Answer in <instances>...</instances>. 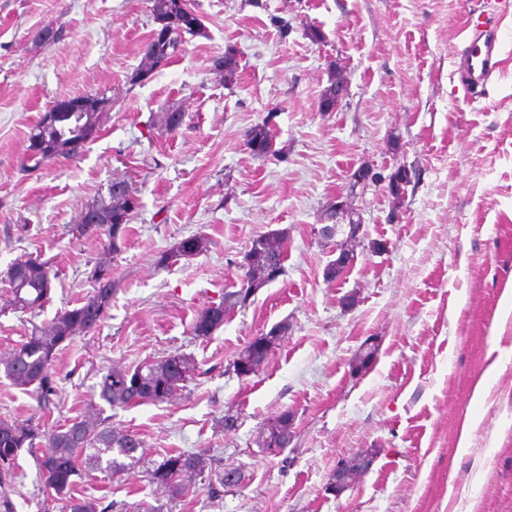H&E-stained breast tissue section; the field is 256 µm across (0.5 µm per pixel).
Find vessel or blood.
<instances>
[{"label":"vessel or blood","mask_w":512,"mask_h":512,"mask_svg":"<svg viewBox=\"0 0 512 512\" xmlns=\"http://www.w3.org/2000/svg\"><path fill=\"white\" fill-rule=\"evenodd\" d=\"M499 22L489 17L469 26L466 44L452 72L462 87L465 99L480 95L486 86L504 69Z\"/></svg>","instance_id":"obj_1"}]
</instances>
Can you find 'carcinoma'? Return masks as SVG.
I'll return each instance as SVG.
<instances>
[{
    "instance_id": "cac0c4a2",
    "label": "carcinoma",
    "mask_w": 512,
    "mask_h": 512,
    "mask_svg": "<svg viewBox=\"0 0 512 512\" xmlns=\"http://www.w3.org/2000/svg\"><path fill=\"white\" fill-rule=\"evenodd\" d=\"M154 20L165 23L174 33L169 42L148 40L134 79L142 81L159 66L169 64L182 45V33L206 36L204 23L188 26V9L194 7L189 0H149ZM83 100L91 111L79 112L72 124L81 125L86 134L70 129H54L39 118L31 131L46 136L53 143L58 157L79 155L100 131L104 109L109 97L103 93L85 95ZM184 122V113L177 109L163 112L155 120L162 130L173 132ZM246 145L259 159L276 154L273 150L272 125L269 120L253 126L248 132ZM101 213V223L85 224L77 216L70 225V233L77 239L93 238L103 233L108 246L96 258L90 272L92 291L79 299L77 306L58 312L40 326H35L19 347L0 357V368L11 385L35 396L40 410L46 412L59 394L58 380L53 363L58 354L75 339L99 326L112 307L115 282L112 281V258L120 253L127 241L132 214L139 207V198L131 185L115 181L108 189V197L99 196L87 203ZM288 231L274 230L254 237L245 253L246 286L227 291L224 297L199 311L192 323L198 338H208L224 326L226 316L236 307H243L250 296L272 283L269 272H285L287 253L285 244ZM207 248V239L191 235L164 251L159 263L171 266L182 259L196 256ZM56 274L48 263L19 258L7 272L8 308L14 312H34L50 299L52 279ZM267 358L255 355L249 347L239 351L228 363L227 371L235 374L241 368L257 373ZM199 372V365L191 354L174 352L147 360L133 369L113 367L100 376L96 383L99 402H90L78 414L62 424L48 426L30 416L0 419V512H15L12 500L15 468L21 452L34 457L44 492L53 500L64 503L65 512H109L118 507L111 502L102 505L98 498H79L73 494L74 478L98 471L112 475L132 470L144 463L143 441L137 435L112 426V416L106 408H127L133 405L161 404L182 395L187 384ZM288 414L281 413L266 421L259 432L258 444L270 450H283L291 439L283 437L288 429ZM214 458L206 453L173 451L160 462H152L144 469L147 481L161 489L168 500L177 501L194 493L206 470L212 468ZM242 481L237 468L225 469L217 483L208 484L211 498L224 495L225 481Z\"/></svg>"
}]
</instances>
